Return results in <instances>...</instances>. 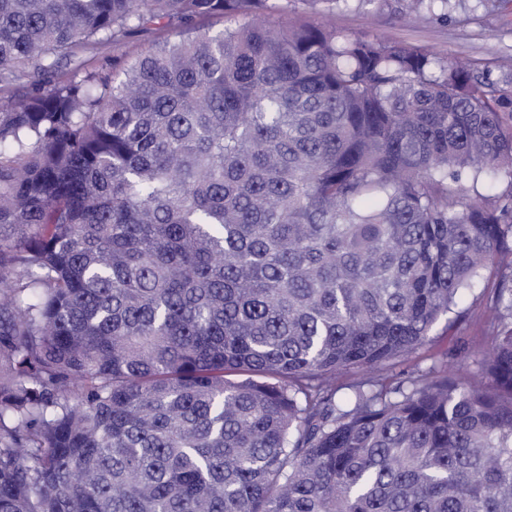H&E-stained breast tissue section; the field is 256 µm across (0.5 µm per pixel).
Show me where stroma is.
<instances>
[{
  "label": "stroma",
  "mask_w": 512,
  "mask_h": 512,
  "mask_svg": "<svg viewBox=\"0 0 512 512\" xmlns=\"http://www.w3.org/2000/svg\"><path fill=\"white\" fill-rule=\"evenodd\" d=\"M295 10L337 31L415 45L442 59H495L492 75L496 78L512 72V7L494 10L483 0H460L445 20L435 15L402 20L379 0L361 9H339L332 14L312 9L307 0H297ZM495 287L496 279L491 276L468 290L458 307L459 321L451 325L440 320L429 341L409 356L408 365L425 369L436 356L444 354L459 368L464 381L481 380L479 359L490 334L489 300Z\"/></svg>",
  "instance_id": "stroma-1"
}]
</instances>
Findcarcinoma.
I'll use <instances>...</instances> for the list:
<instances>
[{
    "label": "carcinoma",
    "instance_id": "obj_1",
    "mask_svg": "<svg viewBox=\"0 0 512 512\" xmlns=\"http://www.w3.org/2000/svg\"><path fill=\"white\" fill-rule=\"evenodd\" d=\"M288 2L0 0V512H512L509 77ZM144 47L143 41L130 42L119 49H113L112 45L102 46L96 52L85 57L86 66L90 70L112 73L114 59L135 57L140 54ZM495 276L468 290L462 303L449 318L455 319L461 312L459 321L448 329V316L443 317L434 327L429 341L408 357L405 365H418L425 370L436 356L448 353V362L460 369L465 382L482 379L479 359L490 334L491 311L489 300L496 287Z\"/></svg>",
    "mask_w": 512,
    "mask_h": 512
}]
</instances>
